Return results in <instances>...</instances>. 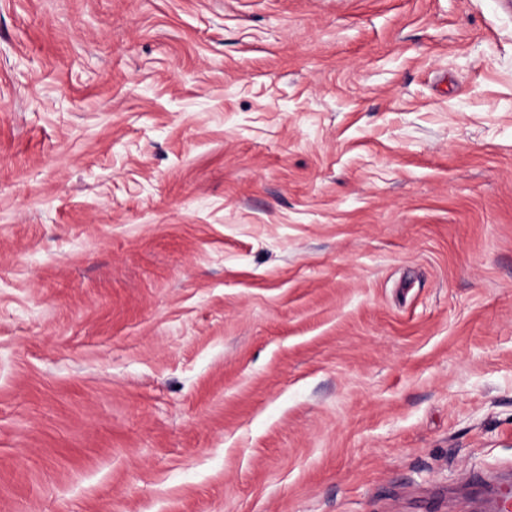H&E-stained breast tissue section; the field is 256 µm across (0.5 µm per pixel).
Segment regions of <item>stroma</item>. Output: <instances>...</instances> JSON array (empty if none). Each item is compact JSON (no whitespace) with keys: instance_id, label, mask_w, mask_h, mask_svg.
Listing matches in <instances>:
<instances>
[{"instance_id":"stroma-1","label":"stroma","mask_w":512,"mask_h":512,"mask_svg":"<svg viewBox=\"0 0 512 512\" xmlns=\"http://www.w3.org/2000/svg\"><path fill=\"white\" fill-rule=\"evenodd\" d=\"M512 480V0H0V512H484Z\"/></svg>"}]
</instances>
